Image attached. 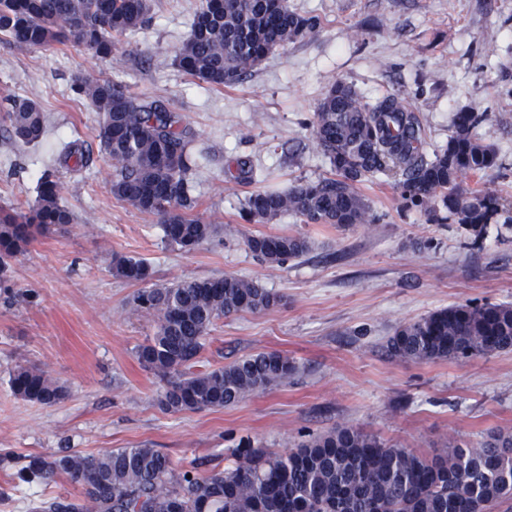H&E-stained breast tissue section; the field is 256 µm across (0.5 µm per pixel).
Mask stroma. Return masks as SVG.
<instances>
[{"label":"stroma","mask_w":512,"mask_h":512,"mask_svg":"<svg viewBox=\"0 0 512 512\" xmlns=\"http://www.w3.org/2000/svg\"><path fill=\"white\" fill-rule=\"evenodd\" d=\"M199 0H154L150 24L125 37L108 58L70 45L16 48L0 42V96L36 101L50 114V141L81 139L99 152L98 118L73 89L91 74L157 97L194 129L199 161L196 215L218 235L191 253L165 246L155 217L117 200L110 164L64 178L62 197L75 221L28 245L12 263L14 289L34 300L0 296V512H30L50 496L80 497L66 477L21 486L26 457L67 448H156L201 473L223 469L240 440L283 452L305 435L356 425L406 448L434 454L448 438L474 442L512 431V349L467 360L407 363L390 358L395 329L465 303H512V0H289L316 17L313 37L276 52L230 87L191 80L174 63ZM367 100L397 90L428 132V150L445 146L456 112L485 113L475 137L494 148L484 185L501 211L480 231L444 208L406 204L394 179L359 191L373 219L339 229L284 215L270 224L241 216L256 188L314 180L330 164L309 121L334 82ZM48 149L16 147L0 130V205L34 201ZM250 160L261 184L229 179L228 166ZM307 237L311 250L285 265L248 252L246 234ZM146 261L155 283L233 275L281 295L270 310L219 320L203 367L277 351L300 368L288 385L223 409L164 412L162 383L144 370L136 348L156 330L131 312L138 284L112 274V258ZM45 370L65 389L48 406L14 394L18 366Z\"/></svg>","instance_id":"obj_1"}]
</instances>
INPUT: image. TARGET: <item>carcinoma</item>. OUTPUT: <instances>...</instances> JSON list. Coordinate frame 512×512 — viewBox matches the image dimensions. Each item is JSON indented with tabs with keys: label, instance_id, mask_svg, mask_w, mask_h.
<instances>
[{
	"label": "carcinoma",
	"instance_id": "obj_1",
	"mask_svg": "<svg viewBox=\"0 0 512 512\" xmlns=\"http://www.w3.org/2000/svg\"><path fill=\"white\" fill-rule=\"evenodd\" d=\"M152 0H0V42L27 49L71 44L110 57L121 39L145 27ZM313 17L288 0H199L174 62L211 86L243 82L271 54L315 32ZM75 91L99 117L98 138L111 162L112 195L157 217L162 241L189 253L218 234L191 214L192 177L198 168L195 132L161 99H139L121 83L84 76ZM485 114L461 111L442 149L428 156L427 131L400 92L369 102L338 80L324 93L310 122L332 173L281 190L251 193L242 208L250 224L291 214L305 224L338 228L372 220L358 185L376 175L399 178L402 196L427 211L439 202L458 223L480 227L499 214L500 198L482 182L496 153L472 135ZM0 125L22 146L46 143L50 116L33 100H0ZM55 164L37 181L26 210L0 206V289L11 294V261L37 237L74 221L63 204L60 170L81 173L95 165L79 139L57 149ZM476 179L462 193L460 180ZM245 248L259 260L283 265L303 256L301 235L246 234ZM116 276L140 283L131 307L156 318L153 336L136 348L140 365L165 384L159 404L167 412L218 409L288 384L299 366L277 352H257L206 371L196 370L206 339L226 316L260 313L281 298L260 284L226 275L151 283L141 259L116 257ZM404 362L467 359L512 349L511 304H464L399 326L386 344ZM13 392L54 405L63 386L44 371L18 366ZM231 464L202 475L179 468L156 448H113L97 455L63 451L31 456L20 482L47 484L64 475L84 490L81 498L53 497L36 512H489L512 503V432L494 431L477 443L448 440L432 456L352 425L310 434L284 453L247 442Z\"/></svg>",
	"mask_w": 512,
	"mask_h": 512
}]
</instances>
